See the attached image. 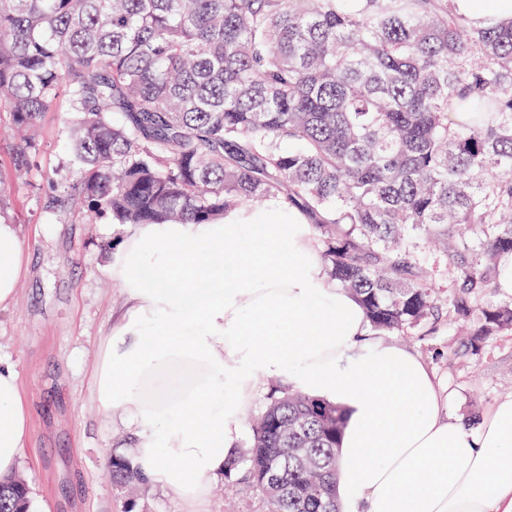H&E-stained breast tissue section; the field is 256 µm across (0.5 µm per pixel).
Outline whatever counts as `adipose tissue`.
<instances>
[{"label":"adipose tissue","instance_id":"1","mask_svg":"<svg viewBox=\"0 0 512 512\" xmlns=\"http://www.w3.org/2000/svg\"><path fill=\"white\" fill-rule=\"evenodd\" d=\"M452 4L476 27L512 20V0ZM25 253L0 219V306L17 295ZM109 271L128 309L100 343L94 393L105 419L135 429L145 483L199 502L237 448L261 371L346 409L343 512H512V398L477 428L449 420L426 365L367 336L298 210L272 201L216 224H137ZM30 414L0 359V478L18 470Z\"/></svg>","mask_w":512,"mask_h":512}]
</instances>
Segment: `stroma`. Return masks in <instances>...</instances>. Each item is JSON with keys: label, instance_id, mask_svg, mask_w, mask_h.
Listing matches in <instances>:
<instances>
[{"label": "stroma", "instance_id": "stroma-1", "mask_svg": "<svg viewBox=\"0 0 512 512\" xmlns=\"http://www.w3.org/2000/svg\"><path fill=\"white\" fill-rule=\"evenodd\" d=\"M15 144L0 139V217L17 224L28 252L18 300L0 307V356L15 366L33 411L32 437L19 471L30 487L33 512H190L157 484L137 497L107 475L112 458L133 451V430L112 428L98 412L92 373L102 336L123 312L125 297L110 278L112 247L126 233L100 212L86 224L75 194L72 146L57 113L45 116L30 165L15 174ZM467 321L442 317L433 330L396 335L448 390V417L486 414L512 397V333L495 336L475 355L462 352ZM208 512H265L262 498L236 479L211 489Z\"/></svg>", "mask_w": 512, "mask_h": 512}]
</instances>
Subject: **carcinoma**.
Masks as SVG:
<instances>
[{"label":"carcinoma","mask_w":512,"mask_h":512,"mask_svg":"<svg viewBox=\"0 0 512 512\" xmlns=\"http://www.w3.org/2000/svg\"><path fill=\"white\" fill-rule=\"evenodd\" d=\"M0 112L20 134L60 114L88 223L300 211L372 336L470 317L512 254V21L475 28L448 0H0ZM509 332L512 298L469 349ZM345 422L278 386L226 473L267 512H340ZM110 475L143 484L129 456ZM28 495L14 476L0 512Z\"/></svg>","instance_id":"obj_1"}]
</instances>
